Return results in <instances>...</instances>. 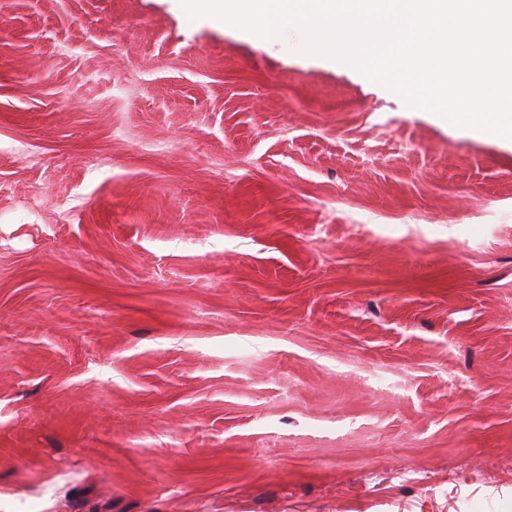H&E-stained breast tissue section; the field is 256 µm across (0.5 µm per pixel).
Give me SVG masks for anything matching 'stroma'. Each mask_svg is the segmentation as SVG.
<instances>
[{
  "label": "stroma",
  "instance_id": "1",
  "mask_svg": "<svg viewBox=\"0 0 512 512\" xmlns=\"http://www.w3.org/2000/svg\"><path fill=\"white\" fill-rule=\"evenodd\" d=\"M178 0H0V512H512V144Z\"/></svg>",
  "mask_w": 512,
  "mask_h": 512
}]
</instances>
